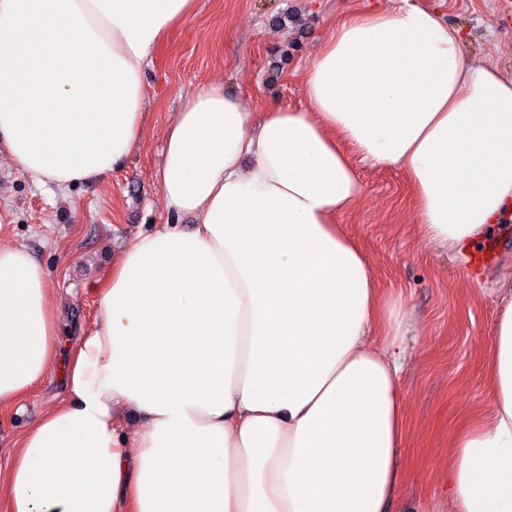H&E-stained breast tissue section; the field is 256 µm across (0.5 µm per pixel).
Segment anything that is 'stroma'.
<instances>
[{
	"instance_id": "1",
	"label": "stroma",
	"mask_w": 512,
	"mask_h": 512,
	"mask_svg": "<svg viewBox=\"0 0 512 512\" xmlns=\"http://www.w3.org/2000/svg\"><path fill=\"white\" fill-rule=\"evenodd\" d=\"M383 2L196 0L194 15L166 36L145 69L137 146L93 181L40 184L0 144V246L26 248L60 299L57 360L24 401L0 411L1 470L17 440L65 398L66 361L97 316L95 287L112 260L158 225L187 231L193 224L168 210L158 180L164 132L186 95L221 85L252 112L271 102L304 107L306 73L337 19ZM414 2L460 30L466 58L512 75V0ZM355 167L363 193L338 221L365 251L381 292L407 300L408 362L400 381L407 474L393 512H458L443 451L461 417L487 402L498 290L512 280V208L460 259L421 234L401 170L362 160ZM493 243V261L472 266V257Z\"/></svg>"
}]
</instances>
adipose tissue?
<instances>
[{
	"label": "adipose tissue",
	"instance_id": "1",
	"mask_svg": "<svg viewBox=\"0 0 512 512\" xmlns=\"http://www.w3.org/2000/svg\"><path fill=\"white\" fill-rule=\"evenodd\" d=\"M194 0H0V142L43 184L132 153L143 75ZM303 108L251 114L223 87L165 131L162 224L112 262L68 398L13 449L9 512H391L405 480L402 297L338 224L350 153L403 170L422 234L459 251L512 201V76L466 59L411 0L339 19ZM45 268L0 247V408L56 358ZM489 406L447 452L459 512H512V287ZM134 415L128 426L126 415Z\"/></svg>",
	"mask_w": 512,
	"mask_h": 512
}]
</instances>
